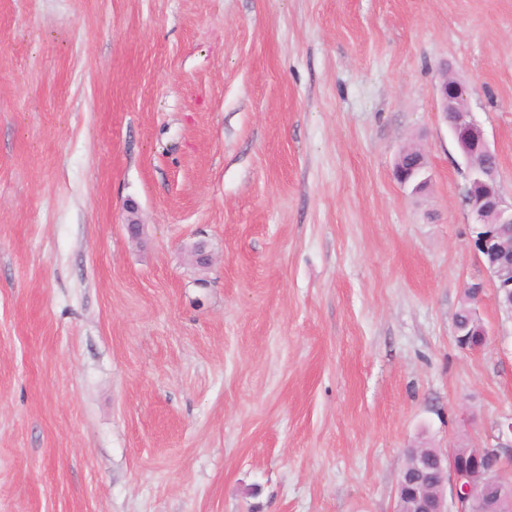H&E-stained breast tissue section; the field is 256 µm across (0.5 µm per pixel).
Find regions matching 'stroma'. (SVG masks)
Returning a JSON list of instances; mask_svg holds the SVG:
<instances>
[{
  "instance_id": "1",
  "label": "stroma",
  "mask_w": 512,
  "mask_h": 512,
  "mask_svg": "<svg viewBox=\"0 0 512 512\" xmlns=\"http://www.w3.org/2000/svg\"><path fill=\"white\" fill-rule=\"evenodd\" d=\"M445 68L511 201L512 0H0V512H394L495 443ZM456 322L458 326H460L463 331H473L474 336H467L465 334H460L458 330L455 328V336H466L470 339L471 342H476L479 340L481 336H477L478 330L481 327V324L478 323L479 319H475L473 317V314L470 311V305L463 303L460 305V307L457 309V311L454 313L453 316V323Z\"/></svg>"
}]
</instances>
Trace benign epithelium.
I'll return each instance as SVG.
<instances>
[{
  "label": "benign epithelium",
  "instance_id": "7a95c632",
  "mask_svg": "<svg viewBox=\"0 0 512 512\" xmlns=\"http://www.w3.org/2000/svg\"><path fill=\"white\" fill-rule=\"evenodd\" d=\"M438 106L442 119L455 141L463 149L467 182L463 197L484 230L475 236L474 246L491 265L494 280L493 304L512 313V203L499 190L497 168L474 164L473 157L498 161L482 127L468 109L469 89L455 77L444 73L437 86ZM422 154L416 165L407 170L395 164L394 176L404 185L418 180V187L429 183ZM512 442L497 443L494 448H477L469 456L467 467L459 465V453L452 449L433 455L412 449L414 463L401 472L396 484L395 512H512V496L503 493L494 507L483 499L488 486L502 487L505 469L502 459L512 455L503 451Z\"/></svg>",
  "mask_w": 512,
  "mask_h": 512
}]
</instances>
